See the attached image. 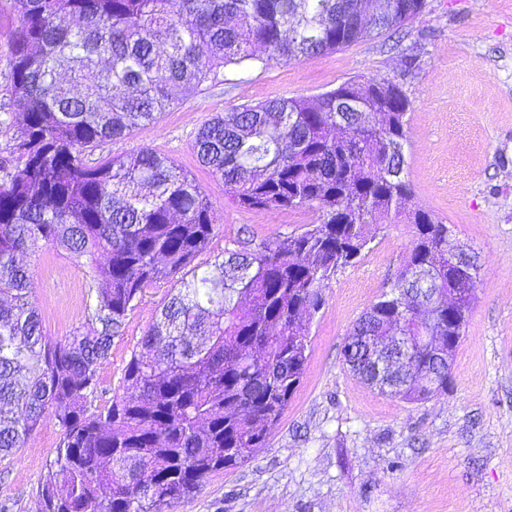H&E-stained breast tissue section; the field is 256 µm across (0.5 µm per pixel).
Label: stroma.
Returning a JSON list of instances; mask_svg holds the SVG:
<instances>
[{
	"mask_svg": "<svg viewBox=\"0 0 512 512\" xmlns=\"http://www.w3.org/2000/svg\"><path fill=\"white\" fill-rule=\"evenodd\" d=\"M371 79L400 84L411 103L405 156L415 204L477 255L478 298L453 383L408 403L367 388L342 361L350 328L386 290L413 239L411 225H380L369 252L326 285L302 383L266 447L164 512H512V0H427L396 34L297 63L225 67L157 123L105 141L99 152L149 146L195 177L214 205V234L196 259L203 265L235 240L257 244L317 215L229 203L223 182L197 159L200 128L220 112ZM25 261L46 339L87 328L83 270L53 248ZM169 291L147 289L129 312L100 367L102 387L119 390ZM59 439L56 421L45 418L26 448L0 461V512H38V486Z\"/></svg>",
	"mask_w": 512,
	"mask_h": 512,
	"instance_id": "35a3bbf8",
	"label": "stroma"
}]
</instances>
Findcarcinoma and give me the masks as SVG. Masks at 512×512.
<instances>
[{
	"label": "carcinoma",
	"mask_w": 512,
	"mask_h": 512,
	"mask_svg": "<svg viewBox=\"0 0 512 512\" xmlns=\"http://www.w3.org/2000/svg\"><path fill=\"white\" fill-rule=\"evenodd\" d=\"M7 0L5 59L21 125L0 159V458L26 446L47 416L60 428L40 512H162L210 476L265 447L299 387L306 321L325 282L364 255L376 220L414 238L391 289L343 347L353 375L409 403L448 391L447 364L426 336H464L478 290L448 265V225L413 202L404 145L410 102L392 82L349 81L314 102L281 97L213 117L199 162L248 210L308 208L299 232L192 262L214 232L196 179L150 147L88 164L84 152L158 121L183 88L227 66L299 62L418 18L426 0ZM70 16L73 27L60 18ZM354 111H344L346 104ZM46 247L84 268L91 328L49 342L27 266ZM465 294L448 299L462 279ZM173 294L126 365L122 392L92 406L99 369L132 303L150 285ZM397 336L401 384L373 358Z\"/></svg>",
	"instance_id": "cac0c4a2"
}]
</instances>
